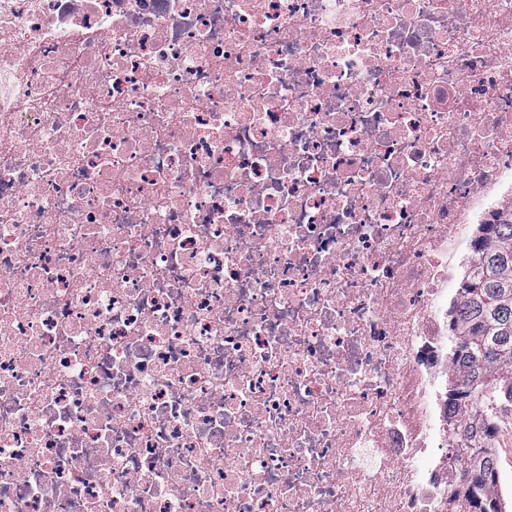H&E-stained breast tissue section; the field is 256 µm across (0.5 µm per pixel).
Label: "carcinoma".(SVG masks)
<instances>
[{
	"mask_svg": "<svg viewBox=\"0 0 512 512\" xmlns=\"http://www.w3.org/2000/svg\"><path fill=\"white\" fill-rule=\"evenodd\" d=\"M476 251L448 311L450 371L459 377L448 389V426L465 437L450 451L463 506L512 512V502L494 493L501 414L512 406V221L486 225Z\"/></svg>",
	"mask_w": 512,
	"mask_h": 512,
	"instance_id": "carcinoma-1",
	"label": "carcinoma"
}]
</instances>
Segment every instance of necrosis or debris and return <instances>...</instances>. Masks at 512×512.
<instances>
[{"mask_svg": "<svg viewBox=\"0 0 512 512\" xmlns=\"http://www.w3.org/2000/svg\"><path fill=\"white\" fill-rule=\"evenodd\" d=\"M508 200L512 0H0V512H450Z\"/></svg>", "mask_w": 512, "mask_h": 512, "instance_id": "necrosis-or-debris-1", "label": "necrosis or debris"}]
</instances>
